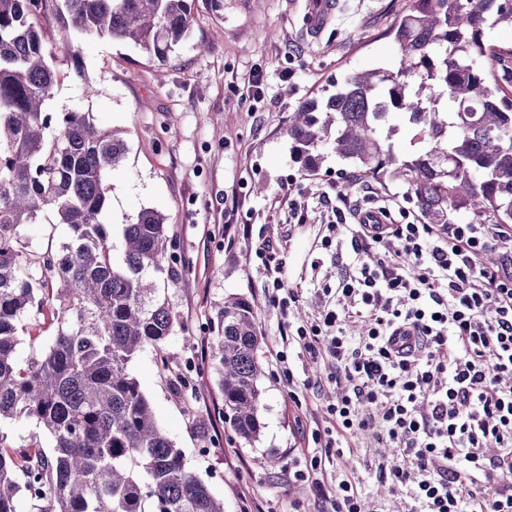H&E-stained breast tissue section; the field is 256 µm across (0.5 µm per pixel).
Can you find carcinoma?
Returning a JSON list of instances; mask_svg holds the SVG:
<instances>
[{
    "label": "carcinoma",
    "instance_id": "carcinoma-1",
    "mask_svg": "<svg viewBox=\"0 0 512 512\" xmlns=\"http://www.w3.org/2000/svg\"><path fill=\"white\" fill-rule=\"evenodd\" d=\"M62 21L55 53L82 76L77 37L107 34L167 64L190 32L193 0H0V421L33 420L38 435L1 447L0 512H224L159 426L128 364L173 335L176 317L152 273L168 262L167 218L145 209L122 229L112 256L106 173L127 143L82 112L54 115L58 72L44 24ZM512 28V0H411L389 30L397 67L353 71L323 105L304 102L288 137L296 162L318 169L328 146L354 174L400 185L424 224H512V49L487 32ZM403 117L414 135L396 150ZM65 224L61 249H27L21 230L43 216ZM50 309L52 343L15 360L21 318ZM254 305L224 299L211 360L236 434L262 430Z\"/></svg>",
    "mask_w": 512,
    "mask_h": 512
}]
</instances>
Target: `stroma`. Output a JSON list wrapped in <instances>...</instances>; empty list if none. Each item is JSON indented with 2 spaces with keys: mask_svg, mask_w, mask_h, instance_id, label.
Masks as SVG:
<instances>
[{
  "mask_svg": "<svg viewBox=\"0 0 512 512\" xmlns=\"http://www.w3.org/2000/svg\"><path fill=\"white\" fill-rule=\"evenodd\" d=\"M336 9L309 31L310 0H195V23L166 72L138 47L91 35L81 40L82 76L59 68L49 112H82L127 142L124 161L107 174L115 257L123 255V225L151 208L168 222L172 271L154 279L176 315L162 348L145 347L128 365L155 417L181 448L187 466L223 502L224 512H318L309 488L288 478V454L306 442L288 396L287 372L311 374L297 356L280 361L288 321L317 315L316 281L335 280L336 263L320 248L330 210L320 200L330 186L364 206L376 205L347 164L321 151L317 174L301 170L288 119L303 102L334 91L350 71L394 67L398 50L388 29L409 0H333ZM263 77V98L248 91ZM308 203L316 221H288V198ZM270 243L284 262L283 286L298 301L283 313L268 301L273 279L255 251ZM248 298L262 336L261 419L254 443L244 442L224 414L220 376L205 355L218 334V313L230 295ZM51 313L23 318L19 365L52 341ZM193 337L186 345L185 337ZM184 387L174 392L172 380ZM278 465H267V456Z\"/></svg>",
  "mask_w": 512,
  "mask_h": 512,
  "instance_id": "stroma-1",
  "label": "stroma"
}]
</instances>
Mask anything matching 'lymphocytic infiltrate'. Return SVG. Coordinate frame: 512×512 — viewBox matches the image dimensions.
Segmentation results:
<instances>
[{
    "label": "lymphocytic infiltrate",
    "mask_w": 512,
    "mask_h": 512,
    "mask_svg": "<svg viewBox=\"0 0 512 512\" xmlns=\"http://www.w3.org/2000/svg\"><path fill=\"white\" fill-rule=\"evenodd\" d=\"M331 212L321 245L350 258L281 344L336 389L289 477L322 512H375L357 471L326 467L360 450L403 512H512V225L425 224L339 190Z\"/></svg>",
    "instance_id": "obj_1"
}]
</instances>
